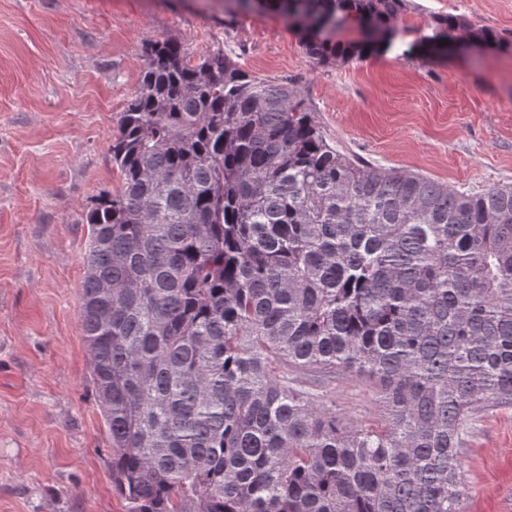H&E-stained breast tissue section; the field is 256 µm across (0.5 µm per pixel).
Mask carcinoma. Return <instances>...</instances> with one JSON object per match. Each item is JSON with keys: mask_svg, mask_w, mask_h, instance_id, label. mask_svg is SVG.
I'll list each match as a JSON object with an SVG mask.
<instances>
[{"mask_svg": "<svg viewBox=\"0 0 512 512\" xmlns=\"http://www.w3.org/2000/svg\"><path fill=\"white\" fill-rule=\"evenodd\" d=\"M406 0H262L305 32ZM437 49L467 28L438 18ZM320 64L336 44L303 37ZM88 211L82 326L129 512H461L460 440L512 404V184L462 192L331 146L218 48L150 43ZM364 372L347 431L272 364Z\"/></svg>", "mask_w": 512, "mask_h": 512, "instance_id": "obj_1", "label": "carcinoma"}]
</instances>
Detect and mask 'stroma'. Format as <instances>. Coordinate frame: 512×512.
Returning <instances> with one entry per match:
<instances>
[{"label":"stroma","mask_w":512,"mask_h":512,"mask_svg":"<svg viewBox=\"0 0 512 512\" xmlns=\"http://www.w3.org/2000/svg\"><path fill=\"white\" fill-rule=\"evenodd\" d=\"M460 32L432 51L433 16ZM390 47L311 59L288 17L238 0H0V512H126L82 331L86 212L118 176L110 145L146 46L191 61L221 48L300 92L330 145L461 190L512 183V0H407ZM349 430L380 425L367 375L285 369ZM463 512H512V405L481 412L459 449Z\"/></svg>","instance_id":"obj_1"}]
</instances>
